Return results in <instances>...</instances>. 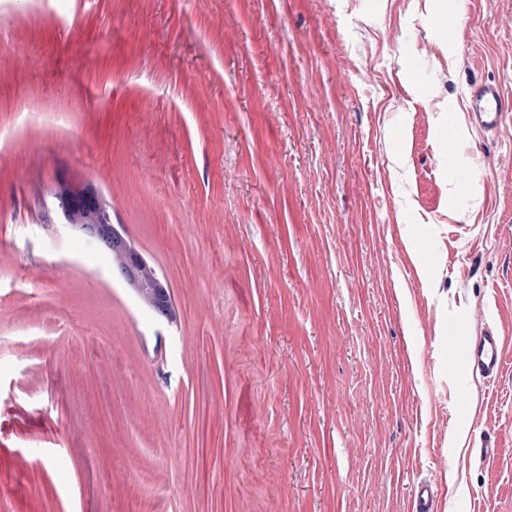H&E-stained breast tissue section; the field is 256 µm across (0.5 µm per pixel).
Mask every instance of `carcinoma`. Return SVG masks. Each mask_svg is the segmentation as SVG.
Listing matches in <instances>:
<instances>
[{"label": "carcinoma", "instance_id": "cac0c4a2", "mask_svg": "<svg viewBox=\"0 0 512 512\" xmlns=\"http://www.w3.org/2000/svg\"><path fill=\"white\" fill-rule=\"evenodd\" d=\"M97 196L95 186L90 182H64L54 193L57 207L66 212L68 223L78 232L95 237L104 249L114 256L130 255L134 260L127 267L125 284L139 297L140 301L151 309L156 316L172 323L177 319L169 300L167 286L156 270L137 257L130 242L114 227L98 226L84 220L86 209L77 202Z\"/></svg>", "mask_w": 512, "mask_h": 512}]
</instances>
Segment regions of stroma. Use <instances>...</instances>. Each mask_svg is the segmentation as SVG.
<instances>
[{"instance_id":"obj_1","label":"stroma","mask_w":512,"mask_h":512,"mask_svg":"<svg viewBox=\"0 0 512 512\" xmlns=\"http://www.w3.org/2000/svg\"><path fill=\"white\" fill-rule=\"evenodd\" d=\"M484 82L512 94V0H0V512H410L423 480L512 512ZM62 178L175 322L64 223ZM487 324L493 383L459 342ZM99 197L95 186L90 182H64L60 183L54 193L57 207L66 216L69 224H73L75 230L90 237H95L104 249L112 253V257L129 254L134 260L127 267L125 284L139 297L140 301L151 309L156 316L165 322L173 323L177 319L175 310L169 300L167 286L156 270L146 263L132 248L130 242L112 226V212L107 207V226H98L84 220L83 215L88 210L77 205L79 200ZM140 257H138V256ZM128 262L125 256L116 258V272L119 277H124V267Z\"/></svg>"}]
</instances>
